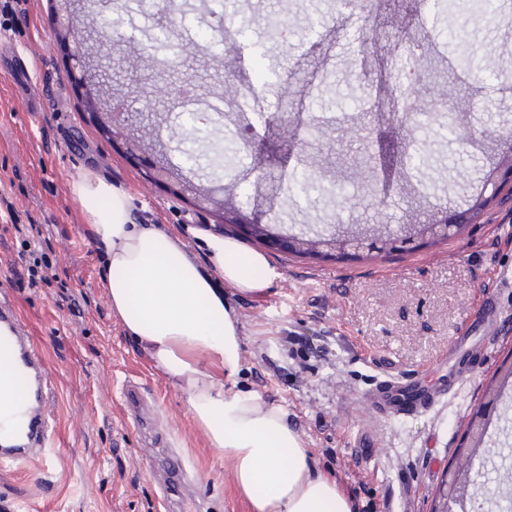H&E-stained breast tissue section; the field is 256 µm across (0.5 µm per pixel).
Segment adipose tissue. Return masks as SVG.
<instances>
[{
	"instance_id": "1",
	"label": "adipose tissue",
	"mask_w": 512,
	"mask_h": 512,
	"mask_svg": "<svg viewBox=\"0 0 512 512\" xmlns=\"http://www.w3.org/2000/svg\"><path fill=\"white\" fill-rule=\"evenodd\" d=\"M75 192L108 256L102 276L113 311L186 392L197 423L233 460L252 512H355L352 499L317 470L281 407L248 391L224 390L242 365L229 294L263 293L276 276L267 256L235 237L206 234L202 268L180 237L137 218L124 188L86 177ZM104 198L109 206H101ZM204 357L209 367H202Z\"/></svg>"
}]
</instances>
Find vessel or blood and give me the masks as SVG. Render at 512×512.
Segmentation results:
<instances>
[{"label": "vessel or blood", "mask_w": 512, "mask_h": 512, "mask_svg": "<svg viewBox=\"0 0 512 512\" xmlns=\"http://www.w3.org/2000/svg\"><path fill=\"white\" fill-rule=\"evenodd\" d=\"M0 357L25 383L22 397L0 402V464L19 466L30 460L50 461L55 454V419L50 412L51 384L42 350L17 315L6 290H0ZM448 394L447 380L436 385L420 374H386L373 382L365 397L378 416H399L432 409ZM168 482L162 489L161 512H180L175 490L184 480L178 454L166 459Z\"/></svg>", "instance_id": "b4317fda"}]
</instances>
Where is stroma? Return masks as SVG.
I'll return each mask as SVG.
<instances>
[{"label": "stroma", "mask_w": 512, "mask_h": 512, "mask_svg": "<svg viewBox=\"0 0 512 512\" xmlns=\"http://www.w3.org/2000/svg\"><path fill=\"white\" fill-rule=\"evenodd\" d=\"M0 0V36L29 62L48 101L25 111L20 81L0 79V283L46 356L59 451L47 466L32 462L0 471V501L14 512H159L165 474L150 469L152 449L127 416L125 385L148 401L149 429L181 455L188 472V512H250L234 464L194 420L186 393L158 369L112 310L100 269L105 256L89 235L73 185L85 174L120 184L139 216L179 236L205 262L202 234L232 235L264 252L277 276L260 295H233L242 338L235 389L282 406L317 468L336 481L357 512H431L447 470H466L451 512H499L505 471H512V181L491 189L486 175L508 165L512 143V0H498L503 23L464 13L435 16L427 0H356L340 10L329 0H174L172 22L155 20L153 0H75L73 27L101 66L93 84L102 105L124 102L127 134L102 136L85 109L82 71L73 54L52 47L48 0ZM153 16L130 30L128 14ZM283 14L285 36L261 27ZM435 24L424 40L422 24ZM197 32L198 48L167 73L193 85L201 101L223 91L221 114L207 129L223 131L241 162L223 181L224 205L199 209L194 195L151 182L142 156L172 155L185 130L180 103L159 98L144 59L150 36L166 30L180 42ZM426 74L406 84L407 55ZM485 69L464 80L458 57ZM421 98L431 110L401 125L380 104ZM80 130L57 135L61 114ZM156 132L145 151L128 136ZM309 170L342 186L338 198L289 196L288 181ZM268 225L262 238L229 223L225 208ZM476 208L454 236L424 247L376 250L345 261L275 245L335 227L386 226L405 238L416 224ZM39 224L51 239L65 296L20 287L18 224ZM498 305L495 333L480 365L434 408L376 419L363 398L385 372L436 371L455 332L477 330L486 298ZM294 342L283 345V337ZM486 405V435L474 457L461 453L469 422Z\"/></svg>", "instance_id": "stroma-1"}]
</instances>
